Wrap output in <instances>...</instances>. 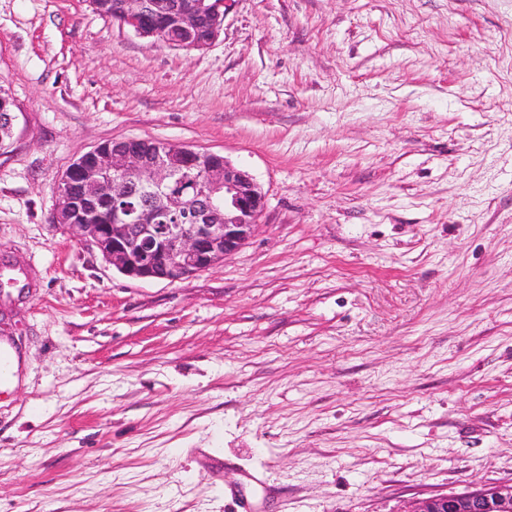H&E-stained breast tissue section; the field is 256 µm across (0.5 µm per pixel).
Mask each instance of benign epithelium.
Segmentation results:
<instances>
[{
  "label": "benign epithelium",
  "instance_id": "7a95c632",
  "mask_svg": "<svg viewBox=\"0 0 512 512\" xmlns=\"http://www.w3.org/2000/svg\"><path fill=\"white\" fill-rule=\"evenodd\" d=\"M226 0H124L118 23L140 38L204 50L224 27ZM159 12V27L146 21ZM112 190V222L83 211V202ZM51 223L71 230L122 274L175 282L208 270L241 249L265 207L253 176L224 156L156 142L145 151L132 139L79 156L55 189ZM410 512H512V486L437 495Z\"/></svg>",
  "mask_w": 512,
  "mask_h": 512
}]
</instances>
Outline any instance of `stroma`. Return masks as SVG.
Listing matches in <instances>:
<instances>
[{"instance_id": "1", "label": "stroma", "mask_w": 512, "mask_h": 512, "mask_svg": "<svg viewBox=\"0 0 512 512\" xmlns=\"http://www.w3.org/2000/svg\"><path fill=\"white\" fill-rule=\"evenodd\" d=\"M0 512H409L512 485V0H231L207 49L0 0ZM158 139L266 206L129 278L50 223L69 165ZM13 108V102L8 96V94L2 90L0 87V110L3 109L9 110ZM3 112V111H2ZM0 112V113H2ZM17 120V115L14 112V108L10 111L4 112L2 116H0V126L2 129L11 135H13L14 125ZM4 131H0V149L4 148L6 142L9 141L10 135L6 134Z\"/></svg>"}]
</instances>
